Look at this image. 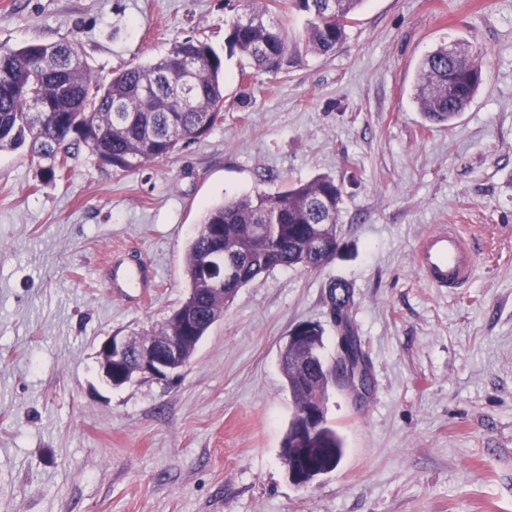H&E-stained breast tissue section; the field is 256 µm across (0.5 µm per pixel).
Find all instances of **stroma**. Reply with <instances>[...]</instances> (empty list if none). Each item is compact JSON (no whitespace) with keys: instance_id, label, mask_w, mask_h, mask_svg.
Returning <instances> with one entry per match:
<instances>
[{"instance_id":"obj_1","label":"stroma","mask_w":512,"mask_h":512,"mask_svg":"<svg viewBox=\"0 0 512 512\" xmlns=\"http://www.w3.org/2000/svg\"><path fill=\"white\" fill-rule=\"evenodd\" d=\"M237 0H0V49L79 41L100 81L185 39L224 55V119L198 142L120 172L80 154L43 177L0 151V512H512V0H367L336 52L288 19L276 80L239 77L224 31ZM458 41L483 81L452 125L413 100L419 64ZM331 175L340 247L322 269H274L241 288L169 380L112 387L97 351L150 334L184 300L186 250L206 206ZM441 224L483 238L471 282L430 288L413 262ZM151 263L111 296L108 264ZM372 388H330L345 454L305 487L281 445L294 414L281 353L297 325L337 331L330 279ZM327 303L329 305L331 319L339 330V335L344 336L347 349L355 364L366 367V355L361 341L354 336L350 323V310L353 305L352 286L342 279H331L327 284Z\"/></svg>"}]
</instances>
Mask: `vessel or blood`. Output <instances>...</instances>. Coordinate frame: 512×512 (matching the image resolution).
Returning a JSON list of instances; mask_svg holds the SVG:
<instances>
[{"label": "vessel or blood", "mask_w": 512, "mask_h": 512, "mask_svg": "<svg viewBox=\"0 0 512 512\" xmlns=\"http://www.w3.org/2000/svg\"><path fill=\"white\" fill-rule=\"evenodd\" d=\"M479 254L476 238L463 236L456 225L443 224L421 239L414 262L430 287L444 291L470 281Z\"/></svg>", "instance_id": "1"}]
</instances>
